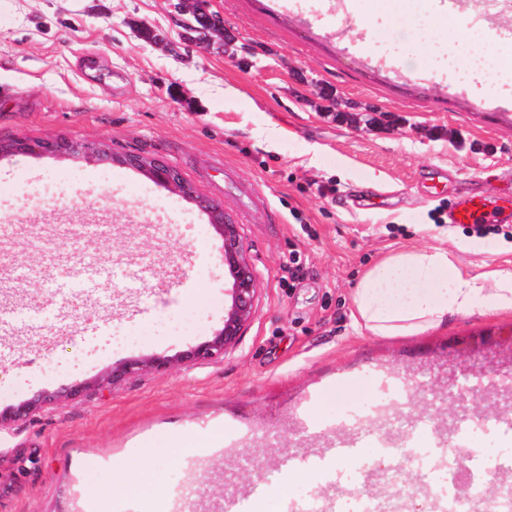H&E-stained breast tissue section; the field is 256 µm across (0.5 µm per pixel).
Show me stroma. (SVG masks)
I'll list each match as a JSON object with an SVG mask.
<instances>
[{"label": "stroma", "mask_w": 512, "mask_h": 512, "mask_svg": "<svg viewBox=\"0 0 512 512\" xmlns=\"http://www.w3.org/2000/svg\"><path fill=\"white\" fill-rule=\"evenodd\" d=\"M176 2L0 0V141H98L176 168L236 224L253 317L218 359L91 388L223 327V241L137 168L0 157V412L85 385L0 427V512H187L179 486L197 512L253 489L245 512H263L281 483L316 494L313 456L345 434L363 435V464L387 444L419 449L399 486L415 492L463 422L512 420V315L364 336L352 290L403 248L459 247L475 274L512 268V210L482 235L446 218L459 197L512 196V109L499 89L476 100L345 46L356 18L332 0H209L224 32L206 42L184 39ZM464 372L498 381L450 408ZM354 381L360 394L326 401ZM175 363L173 358L153 357L141 360H129L113 366L112 369L95 382L98 388H109L123 382L129 375L144 369L165 372Z\"/></svg>", "instance_id": "35a3bbf8"}]
</instances>
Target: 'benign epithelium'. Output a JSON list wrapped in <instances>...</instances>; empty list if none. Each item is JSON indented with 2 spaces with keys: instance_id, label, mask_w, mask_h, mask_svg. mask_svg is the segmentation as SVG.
<instances>
[{
  "instance_id": "benign-epithelium-1",
  "label": "benign epithelium",
  "mask_w": 512,
  "mask_h": 512,
  "mask_svg": "<svg viewBox=\"0 0 512 512\" xmlns=\"http://www.w3.org/2000/svg\"><path fill=\"white\" fill-rule=\"evenodd\" d=\"M41 154H83L89 157H104L121 165H130L142 170L152 180L172 188L181 196L195 201L211 218L213 227L224 241V267L232 280L229 289L228 306L224 308V325L215 336L183 355L185 359L202 360L217 358L224 354V349L234 345L239 339L242 329L250 321L254 310L255 278L251 266L244 254V246L238 235L236 225L225 214L224 206L196 194L194 188L181 175L155 159L140 156H121L107 152L103 146L95 142L74 144L66 139L39 141L32 145L24 140H16L10 144L0 142V156L7 152H33ZM175 363L169 357H153L141 360H129L118 364L95 382L101 389L116 386L129 375L144 369L165 372ZM30 403H21L0 412V423L7 420H23L33 412Z\"/></svg>"
}]
</instances>
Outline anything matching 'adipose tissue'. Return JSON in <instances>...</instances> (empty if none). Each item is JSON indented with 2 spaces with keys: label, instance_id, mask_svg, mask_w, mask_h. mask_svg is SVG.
Returning a JSON list of instances; mask_svg holds the SVG:
<instances>
[{
  "label": "adipose tissue",
  "instance_id": "adipose-tissue-1",
  "mask_svg": "<svg viewBox=\"0 0 512 512\" xmlns=\"http://www.w3.org/2000/svg\"><path fill=\"white\" fill-rule=\"evenodd\" d=\"M374 15L357 21V43L380 40L378 15L411 17L423 5L417 28L418 66L447 71L483 85L512 83V43L492 41L489 24L471 27L469 10L448 12L436 0H371ZM355 326L370 336H411L439 328L454 316L512 314V269L474 274L450 248H406L387 255L362 276L352 294Z\"/></svg>",
  "mask_w": 512,
  "mask_h": 512
}]
</instances>
